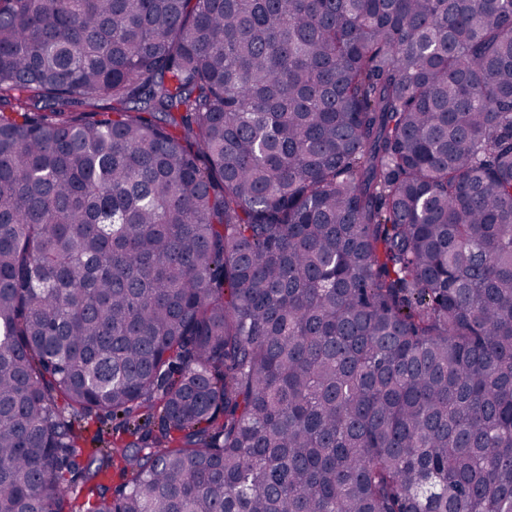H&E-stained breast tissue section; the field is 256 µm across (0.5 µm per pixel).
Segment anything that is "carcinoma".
I'll return each instance as SVG.
<instances>
[{"instance_id":"1","label":"carcinoma","mask_w":512,"mask_h":512,"mask_svg":"<svg viewBox=\"0 0 512 512\" xmlns=\"http://www.w3.org/2000/svg\"><path fill=\"white\" fill-rule=\"evenodd\" d=\"M0 512H512V0H0Z\"/></svg>"}]
</instances>
